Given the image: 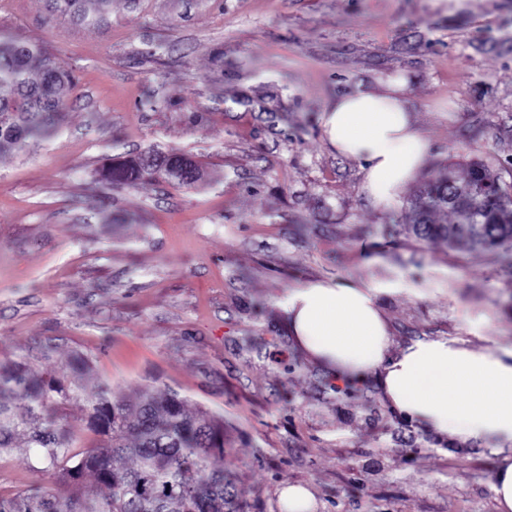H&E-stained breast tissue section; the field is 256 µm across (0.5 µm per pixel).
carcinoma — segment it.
<instances>
[{
    "label": "carcinoma",
    "instance_id": "1",
    "mask_svg": "<svg viewBox=\"0 0 512 512\" xmlns=\"http://www.w3.org/2000/svg\"><path fill=\"white\" fill-rule=\"evenodd\" d=\"M52 13L82 25L102 27L112 0H46ZM74 82L64 66L39 45L0 36V154L24 149L49 136L53 117L66 109ZM186 187L204 179L200 166L174 151H146L115 161L107 173L116 185L169 177ZM500 182L481 160L439 170L411 200V224L420 240L437 239L448 249L512 255V194H478L473 186ZM453 215L438 224L435 215ZM70 374L35 373L24 358L0 364V453L24 438L53 471L57 489L0 494V512H240L224 473V416L202 407L191 412L171 389L147 386L133 400L109 383L87 390L88 363L78 354ZM81 406L92 445L74 448L60 420ZM90 476L87 483L84 476ZM109 494H101V489Z\"/></svg>",
    "mask_w": 512,
    "mask_h": 512
}]
</instances>
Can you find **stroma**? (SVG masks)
<instances>
[{
    "instance_id": "obj_1",
    "label": "stroma",
    "mask_w": 512,
    "mask_h": 512,
    "mask_svg": "<svg viewBox=\"0 0 512 512\" xmlns=\"http://www.w3.org/2000/svg\"><path fill=\"white\" fill-rule=\"evenodd\" d=\"M0 32L76 81L53 137L0 156V361L63 372L79 353L88 386L152 382L223 413L244 512H278L289 483L318 512H494L488 446L414 430L375 381L339 390L281 303L314 278L398 281L382 308L401 346L458 334L453 291L499 309L482 335L512 348V268L415 238L413 186L375 207L319 124L328 100L400 76L429 141L420 180L477 157L512 184V0H112L103 29L0 0ZM151 147L203 183L105 179ZM54 485L25 441L0 453V493Z\"/></svg>"
}]
</instances>
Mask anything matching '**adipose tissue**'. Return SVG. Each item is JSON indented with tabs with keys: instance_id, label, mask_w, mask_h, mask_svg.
<instances>
[{
	"instance_id": "ef3b65f1",
	"label": "adipose tissue",
	"mask_w": 512,
	"mask_h": 512,
	"mask_svg": "<svg viewBox=\"0 0 512 512\" xmlns=\"http://www.w3.org/2000/svg\"><path fill=\"white\" fill-rule=\"evenodd\" d=\"M407 82L398 77L360 85L329 101L320 127L337 154L359 163L362 188L384 210L426 162L429 143L411 118ZM391 282H305L289 289L282 309L294 346L340 384L374 379L390 410L452 448L491 446L495 512H512V349H475L473 338L493 317H471L456 301L457 336H424L395 346L381 306Z\"/></svg>"
}]
</instances>
